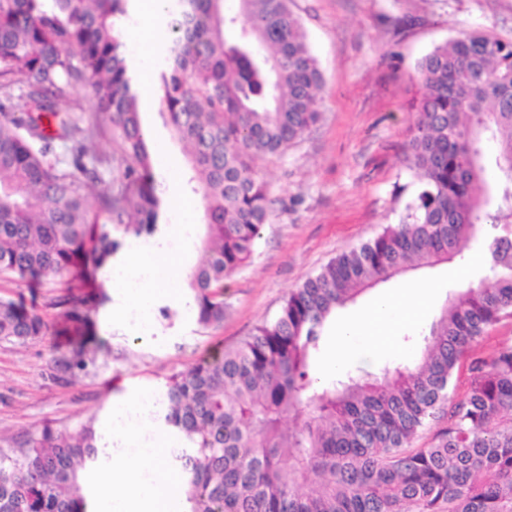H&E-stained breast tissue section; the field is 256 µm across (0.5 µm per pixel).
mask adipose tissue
<instances>
[{
  "label": "adipose tissue",
  "instance_id": "1",
  "mask_svg": "<svg viewBox=\"0 0 512 512\" xmlns=\"http://www.w3.org/2000/svg\"><path fill=\"white\" fill-rule=\"evenodd\" d=\"M132 8L143 21L138 37L141 47L132 70L135 89L142 104H149L144 72L154 62L156 47L151 32L166 15L168 0H131ZM433 290L428 281L406 285L401 293L379 296L366 309L336 321V346L328 362L329 373L342 372L348 362H369L373 349L389 343L391 328L419 317ZM130 403H117L112 410L116 432L132 442L125 455L113 457L104 467L105 476L93 495L92 512H181L178 478L161 459L175 439L158 435L154 441L139 443L136 433L126 426ZM149 478H142V471Z\"/></svg>",
  "mask_w": 512,
  "mask_h": 512
}]
</instances>
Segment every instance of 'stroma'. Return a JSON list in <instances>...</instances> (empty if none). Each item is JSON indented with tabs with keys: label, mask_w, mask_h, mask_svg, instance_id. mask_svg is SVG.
<instances>
[{
	"label": "stroma",
	"mask_w": 512,
	"mask_h": 512,
	"mask_svg": "<svg viewBox=\"0 0 512 512\" xmlns=\"http://www.w3.org/2000/svg\"><path fill=\"white\" fill-rule=\"evenodd\" d=\"M292 10L323 73L322 118L282 157L254 161L275 205L252 259L225 282L223 325L203 327L195 307L176 305L174 291L187 288L183 277L162 283L148 326L131 323L130 303L100 277L107 296L95 315L100 349L85 370L56 366L67 339L51 332L23 345L0 342V448L47 425L76 431L91 416L102 440H110L113 403L145 392L161 397L171 376L275 317L289 293L332 258L401 223L418 189L407 162L409 127L423 96L418 63L463 29L512 41V0H293ZM141 122L164 144L155 171L166 203L192 197L189 168L165 117L154 110L142 113ZM478 251L471 243L452 260L379 284L347 305L346 313H356L408 280L436 285L423 314L399 329L392 348L369 365H350V372L411 362L447 296L482 277ZM165 307L174 309L172 319L162 318Z\"/></svg>",
	"instance_id": "1"
}]
</instances>
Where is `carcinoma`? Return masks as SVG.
Returning <instances> with one entry per match:
<instances>
[{
	"label": "carcinoma",
	"mask_w": 512,
	"mask_h": 512,
	"mask_svg": "<svg viewBox=\"0 0 512 512\" xmlns=\"http://www.w3.org/2000/svg\"><path fill=\"white\" fill-rule=\"evenodd\" d=\"M128 0H0V276L37 288L67 278L57 364L97 345L99 271L130 235L158 231L162 199L117 21ZM156 67L160 112L204 204L189 275L197 322H224V281L252 256L274 204L252 165L282 156L320 117L323 77L290 0H181ZM426 93L410 127L419 188L406 220L292 291L237 346L166 384L167 426L185 446V512H512V42L463 31L418 65ZM86 88L97 112L74 90ZM109 139L130 160L96 195ZM66 145L60 159L56 143ZM493 143L487 152L484 144ZM481 242L487 275L450 295L412 365L318 380L337 312L366 290ZM48 323L36 298L0 297V341ZM469 382L456 393L454 375ZM446 425L417 446L440 416ZM94 419L0 448V512H87L99 460Z\"/></svg>",
	"instance_id": "cac0c4a2"
}]
</instances>
